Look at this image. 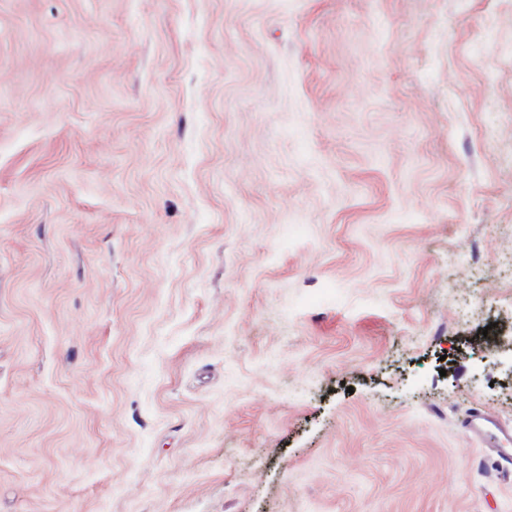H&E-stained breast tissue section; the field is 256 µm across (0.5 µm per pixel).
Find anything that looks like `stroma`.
<instances>
[{
  "mask_svg": "<svg viewBox=\"0 0 512 512\" xmlns=\"http://www.w3.org/2000/svg\"><path fill=\"white\" fill-rule=\"evenodd\" d=\"M505 432L512 0H0V512H512Z\"/></svg>",
  "mask_w": 512,
  "mask_h": 512,
  "instance_id": "1",
  "label": "stroma"
}]
</instances>
